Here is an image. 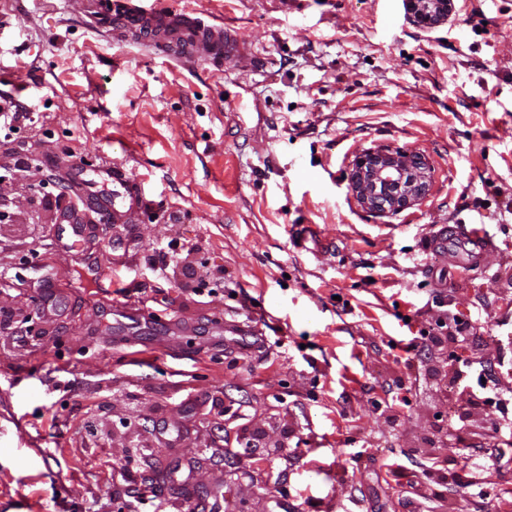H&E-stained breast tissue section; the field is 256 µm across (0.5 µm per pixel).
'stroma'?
I'll list each match as a JSON object with an SVG mask.
<instances>
[{
    "instance_id": "stroma-1",
    "label": "stroma",
    "mask_w": 512,
    "mask_h": 512,
    "mask_svg": "<svg viewBox=\"0 0 512 512\" xmlns=\"http://www.w3.org/2000/svg\"><path fill=\"white\" fill-rule=\"evenodd\" d=\"M147 4L222 20L247 57L218 71L112 40L85 0H0V108L30 114L0 131V512H127L160 472L142 512H512V423L459 429L450 351H405L474 319L512 389V0L431 28L407 0ZM368 149L420 155L427 195L363 208ZM103 164L136 200L98 288L61 239L111 205ZM438 224L483 225L482 266L430 249ZM469 453L487 502L426 477Z\"/></svg>"
}]
</instances>
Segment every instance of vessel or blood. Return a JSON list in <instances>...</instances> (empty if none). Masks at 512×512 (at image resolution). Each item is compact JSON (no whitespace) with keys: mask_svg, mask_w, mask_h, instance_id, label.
Returning a JSON list of instances; mask_svg holds the SVG:
<instances>
[{"mask_svg":"<svg viewBox=\"0 0 512 512\" xmlns=\"http://www.w3.org/2000/svg\"><path fill=\"white\" fill-rule=\"evenodd\" d=\"M87 5L95 28L118 40L149 39L156 49L174 59L192 57L220 68L226 61L246 53L244 46L229 30L193 13L147 8L142 0H87ZM97 174L102 180L112 181L113 206L123 205L127 199L133 198V185L122 173L102 166ZM452 236L465 244L456 261L466 270L477 267L482 253L491 246V239L482 227L458 224L434 231L432 249L446 250Z\"/></svg>","mask_w":512,"mask_h":512,"instance_id":"b4317fda","label":"vessel or blood"}]
</instances>
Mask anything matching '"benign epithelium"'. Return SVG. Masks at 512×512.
I'll use <instances>...</instances> for the list:
<instances>
[{
  "label": "benign epithelium",
  "mask_w": 512,
  "mask_h": 512,
  "mask_svg": "<svg viewBox=\"0 0 512 512\" xmlns=\"http://www.w3.org/2000/svg\"><path fill=\"white\" fill-rule=\"evenodd\" d=\"M452 0H410L417 22L434 25L448 16ZM350 189L367 210L399 212L428 191V176L421 158L404 152L368 150L360 153L351 171Z\"/></svg>",
  "instance_id": "1"
}]
</instances>
